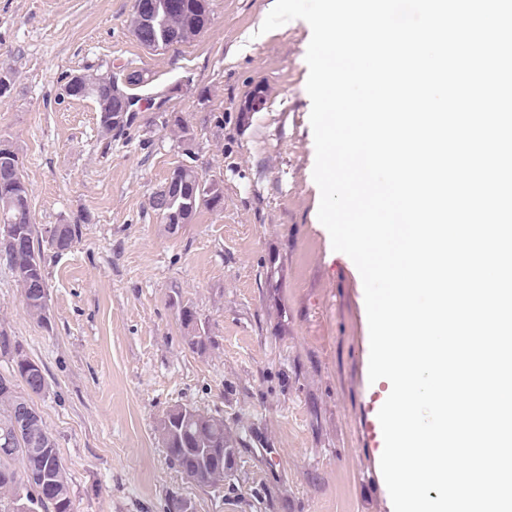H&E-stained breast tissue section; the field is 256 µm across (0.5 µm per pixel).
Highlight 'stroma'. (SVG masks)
Segmentation results:
<instances>
[{
	"label": "stroma",
	"instance_id": "1",
	"mask_svg": "<svg viewBox=\"0 0 512 512\" xmlns=\"http://www.w3.org/2000/svg\"><path fill=\"white\" fill-rule=\"evenodd\" d=\"M274 0H212L208 28L152 52L133 0H0V141L23 162L40 231L79 224L73 247L42 244L49 314L26 311L0 262V331L39 363L30 396L67 469L74 512H393L370 382L361 275L318 219L306 91L309 24L260 27ZM151 76L123 135L67 76ZM262 87V108L240 106ZM173 112L183 128L162 127ZM221 182L218 207L161 223L150 198L173 170ZM190 304L197 326H184ZM210 337L189 346L191 332ZM223 416L243 435L234 476L198 487L170 466L157 427L172 407Z\"/></svg>",
	"mask_w": 512,
	"mask_h": 512
}]
</instances>
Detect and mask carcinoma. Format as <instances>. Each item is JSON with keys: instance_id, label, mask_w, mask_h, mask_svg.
Returning <instances> with one entry per match:
<instances>
[{"instance_id": "1", "label": "carcinoma", "mask_w": 512, "mask_h": 512, "mask_svg": "<svg viewBox=\"0 0 512 512\" xmlns=\"http://www.w3.org/2000/svg\"><path fill=\"white\" fill-rule=\"evenodd\" d=\"M153 10L132 9L130 26L137 34L147 32L159 48L183 44L200 34L211 21V0H181V8L169 11L166 0H152ZM74 99L91 98L97 104L99 125L106 136L121 135L131 122L114 114L120 104L112 77L82 74L81 85L66 90ZM174 196L158 199L154 208L164 224L173 223L168 213L178 214L185 203L217 207L223 201L191 165L177 167L171 174ZM31 189L22 175V161L12 146L0 142V235L8 233L14 242L0 238V260L16 273L28 314L45 321L48 291L45 266L31 214ZM80 225L57 224L49 231L48 243L58 253L72 248L79 239ZM8 358L11 371L0 373V512H19L18 495L27 503L24 512H73L68 473L63 466L53 434L41 415L31 410L27 427L15 429L18 412L30 406L28 398L16 391L20 381L30 394L47 387L41 366L22 345L0 332V357ZM158 433L170 460L187 477L210 489L224 486L225 450L241 446L239 433L224 425V418L193 407L177 406L160 421Z\"/></svg>"}]
</instances>
